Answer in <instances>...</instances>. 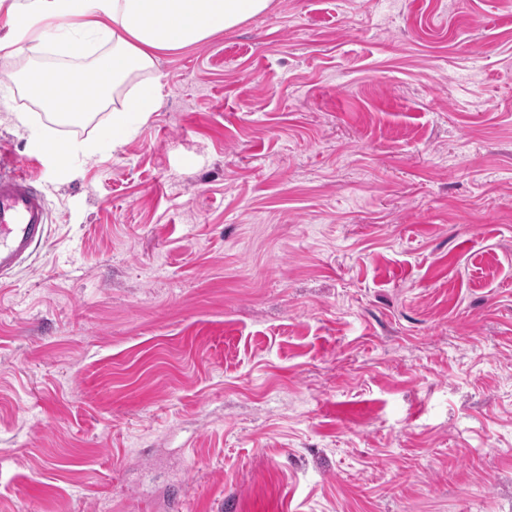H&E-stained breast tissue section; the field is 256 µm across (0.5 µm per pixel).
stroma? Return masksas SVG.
Instances as JSON below:
<instances>
[{
  "mask_svg": "<svg viewBox=\"0 0 512 512\" xmlns=\"http://www.w3.org/2000/svg\"><path fill=\"white\" fill-rule=\"evenodd\" d=\"M14 2L49 224L0 284V512H512V0H273L115 141L27 97L108 43L15 54Z\"/></svg>",
  "mask_w": 512,
  "mask_h": 512,
  "instance_id": "stroma-1",
  "label": "stroma"
}]
</instances>
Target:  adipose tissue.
<instances>
[{"label":"adipose tissue","mask_w":512,"mask_h":512,"mask_svg":"<svg viewBox=\"0 0 512 512\" xmlns=\"http://www.w3.org/2000/svg\"><path fill=\"white\" fill-rule=\"evenodd\" d=\"M272 0H22L13 9V34L26 36L43 20L57 26L39 33L38 42L60 40L81 33L111 42L110 52L87 67V81L73 76L47 79L40 73L30 79L52 104L56 115L73 114L74 100L86 98L98 107L101 93L138 78L134 96L113 109L112 137L131 133L133 118L146 117L162 101L161 85L149 78L160 52H176L208 40L217 32L235 28L269 10ZM91 14V21L74 24L76 16Z\"/></svg>","instance_id":"ef3b65f1"}]
</instances>
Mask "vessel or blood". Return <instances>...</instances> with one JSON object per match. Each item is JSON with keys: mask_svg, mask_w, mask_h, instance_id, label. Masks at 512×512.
Wrapping results in <instances>:
<instances>
[{"mask_svg": "<svg viewBox=\"0 0 512 512\" xmlns=\"http://www.w3.org/2000/svg\"><path fill=\"white\" fill-rule=\"evenodd\" d=\"M45 198L27 166H0V277L19 267L47 240Z\"/></svg>", "mask_w": 512, "mask_h": 512, "instance_id": "b4317fda", "label": "vessel or blood"}]
</instances>
